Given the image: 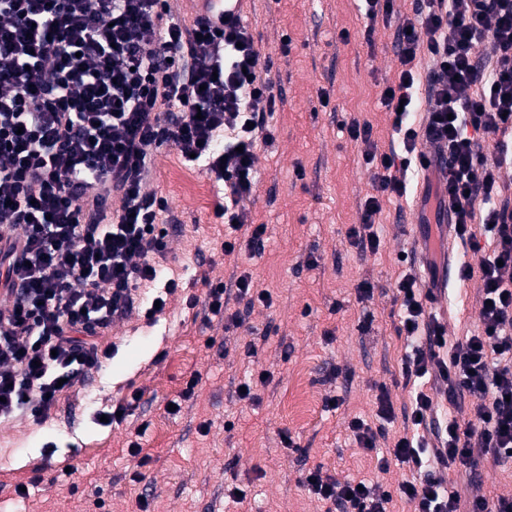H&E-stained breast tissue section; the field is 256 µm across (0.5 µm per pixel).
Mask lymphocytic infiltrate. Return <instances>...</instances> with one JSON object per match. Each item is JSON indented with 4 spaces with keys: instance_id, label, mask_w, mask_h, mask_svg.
Wrapping results in <instances>:
<instances>
[{
    "instance_id": "obj_1",
    "label": "lymphocytic infiltrate",
    "mask_w": 512,
    "mask_h": 512,
    "mask_svg": "<svg viewBox=\"0 0 512 512\" xmlns=\"http://www.w3.org/2000/svg\"><path fill=\"white\" fill-rule=\"evenodd\" d=\"M360 2L368 23L397 18L401 69L381 91L388 149L369 123L347 125L373 174L346 235L360 251H378L385 203L423 181L422 203L451 211L456 238L473 244L489 234L490 253L459 270L461 280L479 279L485 303L476 332L449 342L428 310L433 288L415 269L403 273L397 333L410 345L402 374L411 400L378 468L395 462L411 475L391 491L317 467L303 484L328 512H388L396 495L414 512H512V497L466 500L440 476L485 456L512 458V199L500 182L512 165V0H412L401 17L394 0ZM281 103L241 16L218 29L204 13L190 25L176 19L170 0H0V289L12 298L0 310L1 420H45L63 387L102 370L112 323L139 305L156 319L141 288L177 290L154 260L166 247L168 209L145 189L154 148L171 145L204 167L222 192L216 217L246 231L248 247L262 243L265 225L241 203L257 188V147L273 141ZM418 111L424 121H411ZM232 282L233 293L219 283L205 299L228 330L243 323L230 302H271L254 293L249 272ZM432 381L466 408L467 424L437 427Z\"/></svg>"
}]
</instances>
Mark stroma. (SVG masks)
I'll use <instances>...</instances> for the list:
<instances>
[{
	"label": "stroma",
	"mask_w": 512,
	"mask_h": 512,
	"mask_svg": "<svg viewBox=\"0 0 512 512\" xmlns=\"http://www.w3.org/2000/svg\"><path fill=\"white\" fill-rule=\"evenodd\" d=\"M242 14L261 60L284 104L273 120V145L259 146L261 180L244 203L267 231L259 250L223 256L229 228L214 215L212 181L186 165L169 145L156 149L149 188L162 190L170 208L165 265L181 280L156 323L131 314L107 334L115 346L92 379L64 393L42 423L27 416L0 422V512H323L302 480L323 467L338 480L365 478L397 485L407 467L378 470V459L402 430L401 421L381 423L378 398L388 394L395 413L411 399L401 377L405 339L398 336L394 284L404 269L400 254L425 259L413 222L421 191L385 205L375 229L377 252H360L346 232L360 221L370 188L359 144L343 122H369L380 147L392 129L381 101L384 82L394 81V22L377 21L364 39L366 20L355 0H243ZM348 40H341V33ZM327 93L328 106L319 103ZM197 182L206 193L188 203L185 189ZM319 262L310 267L308 255ZM248 271L256 290L272 304L242 309L243 324L225 332L203 302L208 283ZM375 285L360 299L358 284ZM449 341L473 332L481 308L479 280L450 277L448 292L433 305ZM264 370L253 402L235 389L245 372ZM202 381L177 415L166 404L179 399L192 374ZM139 402H132V394ZM340 396L338 409L324 400ZM132 403L126 421L104 426L97 413ZM360 418L382 428L377 447L359 448L348 423ZM208 432H201V424ZM144 435H137L139 425ZM295 442L286 448L281 432ZM141 439L151 461L138 466L130 440ZM72 468L71 483L60 482ZM40 475L37 488L19 499L14 488ZM448 485L463 496H512V461L479 460L473 477L451 469ZM244 490L241 502L229 486Z\"/></svg>",
	"instance_id": "35a3bbf8"
}]
</instances>
